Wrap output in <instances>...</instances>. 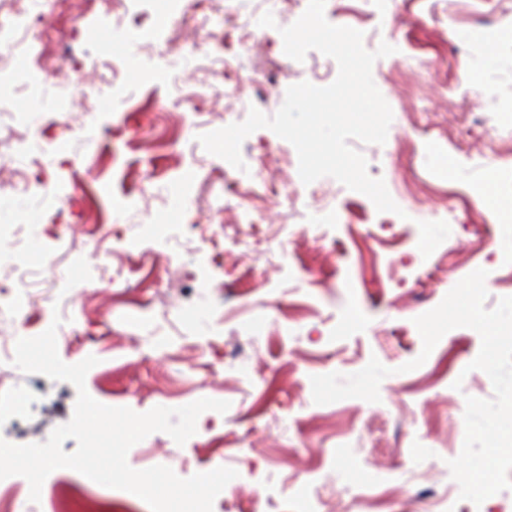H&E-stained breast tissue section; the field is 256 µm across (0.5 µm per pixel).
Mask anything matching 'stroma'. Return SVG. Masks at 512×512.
Instances as JSON below:
<instances>
[{"label":"stroma","mask_w":512,"mask_h":512,"mask_svg":"<svg viewBox=\"0 0 512 512\" xmlns=\"http://www.w3.org/2000/svg\"><path fill=\"white\" fill-rule=\"evenodd\" d=\"M44 10L28 16L9 0L0 40L25 32L32 46L47 43L39 79L60 80L85 116L61 136L53 102L0 89V252L21 244L42 275L29 300L0 264V334L35 337L61 316L71 331L61 360L97 357L85 387L108 406L228 401L226 413L203 412L184 445L156 432L127 456L182 478L235 469L213 512H512V490L479 506L460 499L447 465L463 448L466 397L494 396L487 374L468 368L479 334L453 329L423 365L401 370L422 349L414 318L462 278L487 270L486 308L512 296L502 226L483 198L488 184L512 190V0H326V19L363 32L367 50L396 48L372 69L393 111L387 140L352 143L396 214L330 177L303 184L295 148L268 129L241 146L254 172L243 195L236 168L196 139L253 107L275 114L290 85L336 78L319 52L285 55L279 30L301 12L293 0L263 29L256 0H116L95 12L49 0ZM254 30L262 43L242 59L236 99L224 93V38ZM489 45L506 67H475ZM90 65L103 82L77 79ZM33 143L56 207L19 202L5 173ZM174 211L189 251L155 230ZM435 226L442 234L425 247ZM47 259L58 275L44 276ZM373 357L392 370L380 402L314 403L311 376L352 374ZM76 399L70 383L1 368L0 438L46 441ZM304 482L306 503L293 493ZM30 507L149 512L67 468L48 475L35 505L25 478L0 480V512Z\"/></svg>","instance_id":"stroma-1"}]
</instances>
